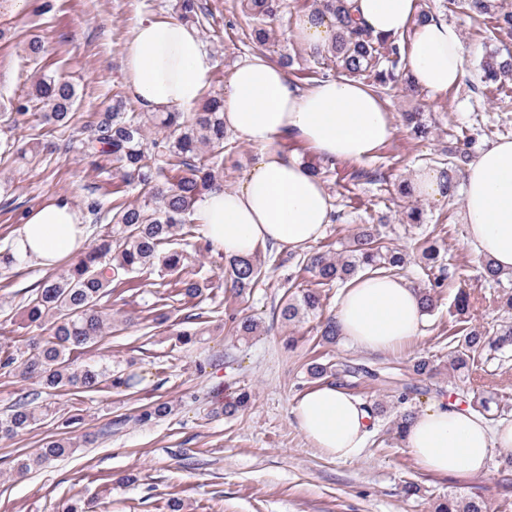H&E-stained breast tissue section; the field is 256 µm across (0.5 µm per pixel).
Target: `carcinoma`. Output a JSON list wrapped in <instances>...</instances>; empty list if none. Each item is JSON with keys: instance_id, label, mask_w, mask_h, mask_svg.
Here are the masks:
<instances>
[{"instance_id": "obj_1", "label": "carcinoma", "mask_w": 512, "mask_h": 512, "mask_svg": "<svg viewBox=\"0 0 512 512\" xmlns=\"http://www.w3.org/2000/svg\"><path fill=\"white\" fill-rule=\"evenodd\" d=\"M461 4L472 17L489 20L499 32L512 33L511 10L497 8L493 0H461ZM241 5L252 25V41L261 46L270 43L275 35L273 22L283 20L281 0H241ZM311 8L330 15L337 28L327 50L336 77L369 76L381 88L399 81L405 58L403 38L377 37L358 25L347 0H312ZM178 9L179 20L195 26L200 25V15L207 11L199 0H180ZM480 67L481 82L488 86L512 79L511 55L492 53ZM76 100V89L69 82L43 79L32 93L10 102L6 124L16 129L29 122L36 116L31 111L33 103L40 101L49 107L43 113L44 120L65 127ZM225 138L224 100L218 96L204 98L196 112H150L145 117L126 111L124 101L115 99L99 114L79 141L78 150L87 158L114 159L125 171L127 183L139 188L143 201L113 205L106 235L82 251L68 269L40 283L28 302L27 320L43 334L32 338L33 354L21 364L23 378L44 388L69 387L80 392L130 385V378L112 373L110 366L75 368L72 356L98 343L112 322L110 315L100 310L108 288H116L144 270L156 268L180 274L191 266L187 254L170 244L191 223L200 197L223 182ZM155 156L165 158V166H153ZM468 159L467 152L448 148V168L442 171L444 191L455 189L459 163ZM405 263L406 254L382 245L373 233L361 231L353 238L346 256L318 252L307 259L304 270L329 283L359 272L390 274L403 269ZM226 273L234 290L241 294L260 278L262 267L251 257H231ZM207 288L206 281L187 275L180 280L177 294L194 299ZM319 308L320 294L305 289L282 301L280 317L292 323L315 314ZM449 345L453 346L452 370L469 372L485 355L508 357L512 352V322L504 321L492 332L465 328L463 335L450 339ZM170 411L168 403H157L143 409L135 420L146 423ZM58 414V410L23 402L0 418V440L34 431L47 417ZM75 451L76 442L71 438L48 435L42 439L38 454L19 460L17 469L26 472ZM434 512L487 510L479 497L461 499L450 493L436 503Z\"/></svg>"}]
</instances>
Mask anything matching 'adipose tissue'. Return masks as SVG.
<instances>
[{
    "mask_svg": "<svg viewBox=\"0 0 512 512\" xmlns=\"http://www.w3.org/2000/svg\"><path fill=\"white\" fill-rule=\"evenodd\" d=\"M352 11L373 34L397 35L414 27L407 47L412 80L438 98L466 75L460 31L443 17L416 23V0H351ZM214 67L197 30L176 19L145 20L124 51L131 93L147 112H188L199 103ZM224 125L264 154L236 189L214 188L196 203L201 235L225 256L248 257L261 245L304 250L331 221L324 183L295 155L275 143L289 136L305 142L325 161H361L394 133L393 115L363 83L327 79L300 89L265 56L239 62L224 100ZM459 221L475 254L512 273V140L482 150L465 173ZM72 205L59 199L30 213L14 239V254L44 268L78 253L84 239ZM424 313L416 289L402 278L363 275L343 294L336 310L341 336L363 350L393 351L421 335ZM295 420L313 447L345 459L357 454L372 416L345 389L316 386L297 400ZM406 448L427 471L460 478L489 473L495 449L512 448V421L489 427L472 410L437 403L416 414Z\"/></svg>",
    "mask_w": 512,
    "mask_h": 512,
    "instance_id": "1",
    "label": "adipose tissue"
}]
</instances>
